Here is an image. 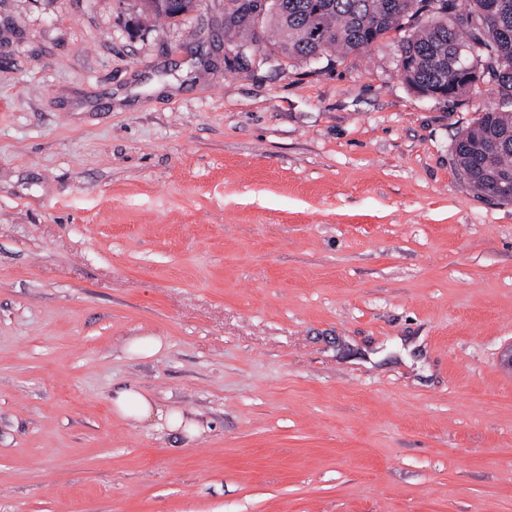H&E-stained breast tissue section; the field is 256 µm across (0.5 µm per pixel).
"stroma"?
Returning a JSON list of instances; mask_svg holds the SVG:
<instances>
[{
  "mask_svg": "<svg viewBox=\"0 0 512 512\" xmlns=\"http://www.w3.org/2000/svg\"><path fill=\"white\" fill-rule=\"evenodd\" d=\"M257 31L0 0V512H512V203L452 153L496 88ZM161 346L162 342L157 337H136L127 343L125 352L129 357L148 358L156 353L161 348ZM112 408L118 415L136 423L156 419L160 422L158 425L165 424L171 430L182 428L190 436L199 431L196 422L191 419L186 420L180 410L159 408L155 402L135 389L117 392L112 398Z\"/></svg>",
  "mask_w": 512,
  "mask_h": 512,
  "instance_id": "stroma-1",
  "label": "stroma"
}]
</instances>
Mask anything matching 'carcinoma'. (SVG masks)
<instances>
[{
    "label": "carcinoma",
    "instance_id": "carcinoma-1",
    "mask_svg": "<svg viewBox=\"0 0 512 512\" xmlns=\"http://www.w3.org/2000/svg\"><path fill=\"white\" fill-rule=\"evenodd\" d=\"M145 15L172 20L198 0H141ZM224 11V32L260 40L238 5ZM273 46L288 61L342 60L404 33L398 71L418 94L465 96L484 82L512 106V0H269ZM458 173L477 193L512 203L496 180L512 174V110L481 113L453 145Z\"/></svg>",
    "mask_w": 512,
    "mask_h": 512
}]
</instances>
